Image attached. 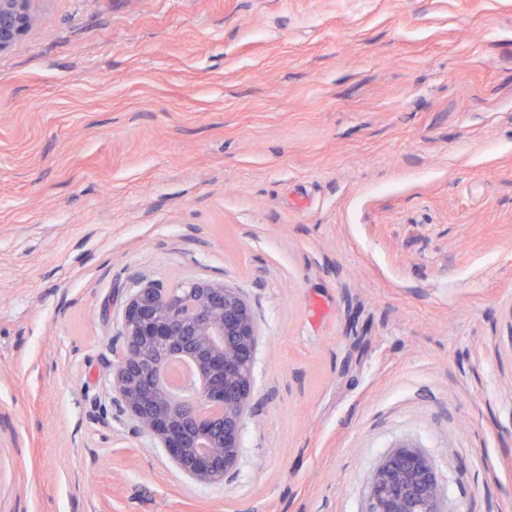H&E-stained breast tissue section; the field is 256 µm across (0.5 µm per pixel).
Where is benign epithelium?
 <instances>
[{
    "label": "benign epithelium",
    "mask_w": 512,
    "mask_h": 512,
    "mask_svg": "<svg viewBox=\"0 0 512 512\" xmlns=\"http://www.w3.org/2000/svg\"><path fill=\"white\" fill-rule=\"evenodd\" d=\"M35 2L0 0V53L35 25ZM122 335L111 385L126 413L189 477L223 481L237 461L249 407L257 329L247 302L221 283L142 286L124 301ZM174 357L192 362L200 399L176 396L161 384V369ZM367 482L366 512H441L431 461L414 445L397 446Z\"/></svg>",
    "instance_id": "obj_1"
}]
</instances>
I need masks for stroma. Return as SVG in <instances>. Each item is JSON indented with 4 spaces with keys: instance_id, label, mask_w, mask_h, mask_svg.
Segmentation results:
<instances>
[{
    "instance_id": "1",
    "label": "stroma",
    "mask_w": 512,
    "mask_h": 512,
    "mask_svg": "<svg viewBox=\"0 0 512 512\" xmlns=\"http://www.w3.org/2000/svg\"><path fill=\"white\" fill-rule=\"evenodd\" d=\"M239 289L222 482L112 389L136 288ZM512 512V0H41L0 53V512ZM368 475L366 512H441V488L431 461L401 444Z\"/></svg>"
}]
</instances>
